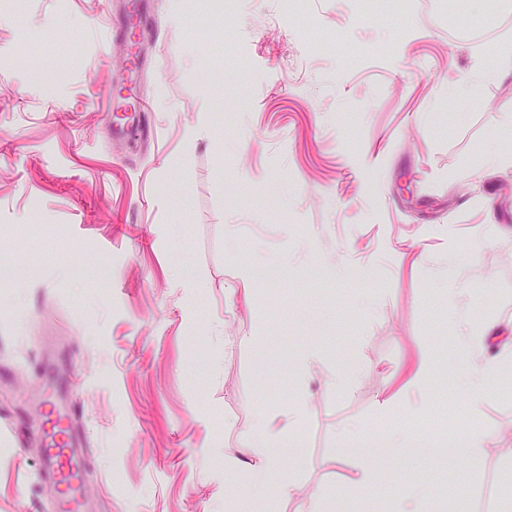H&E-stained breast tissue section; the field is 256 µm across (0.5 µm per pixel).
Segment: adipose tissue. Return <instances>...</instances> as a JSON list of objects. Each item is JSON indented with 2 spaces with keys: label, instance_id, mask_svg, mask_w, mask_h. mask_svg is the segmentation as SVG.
Here are the masks:
<instances>
[{
  "label": "adipose tissue",
  "instance_id": "ef3b65f1",
  "mask_svg": "<svg viewBox=\"0 0 512 512\" xmlns=\"http://www.w3.org/2000/svg\"><path fill=\"white\" fill-rule=\"evenodd\" d=\"M486 339L466 336L459 342V358L466 370V382L473 392H480L485 381L498 374V360L484 357ZM295 424L287 413L261 417L257 423V438L246 440L249 462L241 472L243 482L268 487L271 500L255 503L251 512H269L272 500L295 501L297 512H321L318 498L305 497L294 474L283 466L284 451L296 447Z\"/></svg>",
  "mask_w": 512,
  "mask_h": 512
}]
</instances>
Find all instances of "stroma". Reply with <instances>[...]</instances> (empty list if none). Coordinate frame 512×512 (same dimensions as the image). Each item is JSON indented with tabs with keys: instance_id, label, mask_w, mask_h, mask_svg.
<instances>
[{
	"instance_id": "stroma-1",
	"label": "stroma",
	"mask_w": 512,
	"mask_h": 512,
	"mask_svg": "<svg viewBox=\"0 0 512 512\" xmlns=\"http://www.w3.org/2000/svg\"><path fill=\"white\" fill-rule=\"evenodd\" d=\"M152 0L154 36L101 38L106 0H0V512H45L35 431L50 385L77 416L93 512H247L240 445L288 412L285 458L325 512H512V362L474 402L457 345L512 343V0ZM467 82L473 98L450 91ZM156 139L113 135L136 98ZM274 273L239 293L246 266ZM198 278V292L182 288ZM460 294L448 308V289ZM319 345L323 364L294 379ZM428 391L406 383L422 351ZM358 368L351 392L328 372ZM396 399L378 407L379 393ZM477 425L483 461L377 457L340 432L428 443ZM358 476L348 487L346 493L352 496H364L370 493L377 482V469L373 462L375 455L367 451H355Z\"/></svg>"
}]
</instances>
